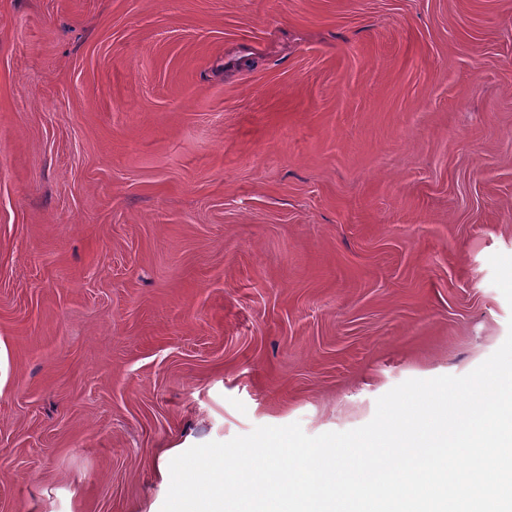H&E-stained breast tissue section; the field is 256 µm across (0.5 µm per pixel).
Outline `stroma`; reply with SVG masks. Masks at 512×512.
<instances>
[{
	"label": "stroma",
	"instance_id": "obj_1",
	"mask_svg": "<svg viewBox=\"0 0 512 512\" xmlns=\"http://www.w3.org/2000/svg\"><path fill=\"white\" fill-rule=\"evenodd\" d=\"M511 332L512 0H0V512Z\"/></svg>",
	"mask_w": 512,
	"mask_h": 512
}]
</instances>
